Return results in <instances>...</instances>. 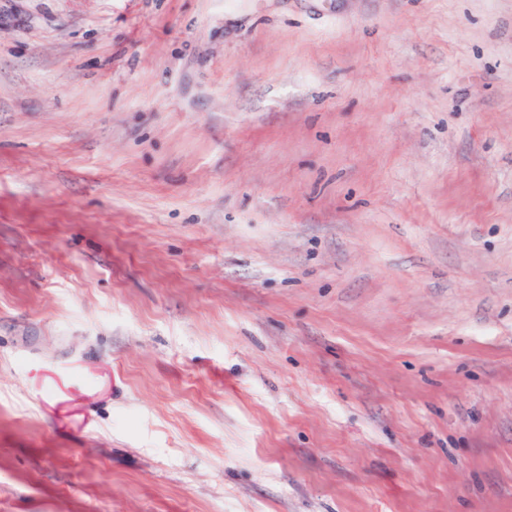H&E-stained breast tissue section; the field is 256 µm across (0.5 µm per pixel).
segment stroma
I'll return each mask as SVG.
<instances>
[{
    "mask_svg": "<svg viewBox=\"0 0 512 512\" xmlns=\"http://www.w3.org/2000/svg\"><path fill=\"white\" fill-rule=\"evenodd\" d=\"M0 512H512V0H0Z\"/></svg>",
    "mask_w": 512,
    "mask_h": 512,
    "instance_id": "obj_1",
    "label": "stroma"
}]
</instances>
